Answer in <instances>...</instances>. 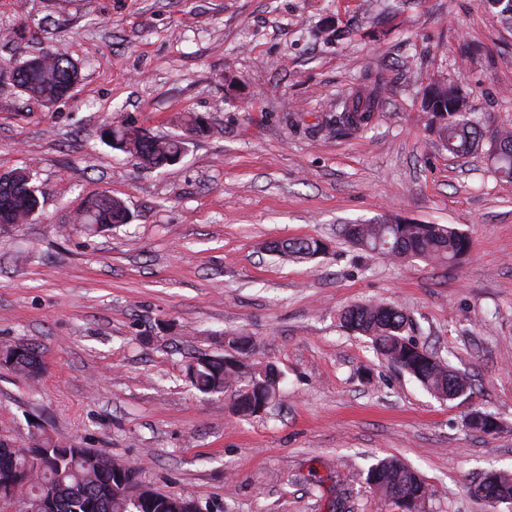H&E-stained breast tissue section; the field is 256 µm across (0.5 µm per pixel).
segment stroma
Wrapping results in <instances>:
<instances>
[{
  "instance_id": "obj_1",
  "label": "stroma",
  "mask_w": 512,
  "mask_h": 512,
  "mask_svg": "<svg viewBox=\"0 0 512 512\" xmlns=\"http://www.w3.org/2000/svg\"><path fill=\"white\" fill-rule=\"evenodd\" d=\"M47 50L77 64L72 96L48 107L0 77V174L28 169L42 190L27 223L0 224V347L46 365L28 383L0 364V438L44 425L200 512H401L366 481L386 457L428 484L420 512H505L469 487L512 473V181L449 155L421 101L452 79L512 126V20L485 0H0V62ZM378 73L370 130H320ZM113 123L181 137L184 156L143 168L106 143ZM103 193L130 223L77 230ZM373 220L452 224L473 251L394 264L342 236ZM305 237L325 255L265 248ZM369 301L408 314V337L472 390L439 400L378 357L340 320ZM231 333L280 374L248 419L186 377ZM475 409L500 428L469 431ZM267 250L284 260L306 262L325 252L326 244L316 238H296L271 243Z\"/></svg>"
}]
</instances>
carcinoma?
I'll use <instances>...</instances> for the list:
<instances>
[{"label":"carcinoma","mask_w":512,"mask_h":512,"mask_svg":"<svg viewBox=\"0 0 512 512\" xmlns=\"http://www.w3.org/2000/svg\"><path fill=\"white\" fill-rule=\"evenodd\" d=\"M12 86L40 101L57 102L68 96L80 80L77 65L64 53L47 52L39 62L30 58L10 66ZM387 88L384 75L369 78L363 90L344 100L342 111L325 125L330 134L354 135L367 128ZM448 110V122L437 124V134L448 154L463 157L484 154L501 178L512 180V128L492 125L470 112L459 85L448 81L433 85L423 100V110L434 119L437 110ZM112 148L128 152L146 169L172 164L183 150L182 141L154 137L125 126L105 131ZM33 175L25 170L0 174V207L10 212L14 224L27 222L40 199ZM130 222L124 202L110 195L87 201L76 223L88 232L110 229ZM344 236L360 250L405 262L413 258L436 264H457L471 253L470 238L448 224H347ZM267 250L284 260L306 262L325 252L316 238H296L272 243ZM344 326L367 337L377 354L413 377L427 392L447 401L471 389L469 378L434 353L406 336L410 319L388 303L354 305L341 314ZM233 350L223 356H199L187 367L192 385L205 394L231 391L238 415L254 417L264 410L276 392L277 372L267 364L250 362L251 339L229 336ZM4 363L27 382L39 380L45 370L42 352L35 346L16 344L3 349ZM498 488V502L512 504V475L490 472ZM381 498L413 512L431 496L428 484L395 458H384L367 473ZM43 503V512H194L189 499L155 492L144 486L138 471L112 461L102 451L71 448L46 431L33 433L25 446L0 440V502L17 494Z\"/></svg>","instance_id":"carcinoma-1"}]
</instances>
